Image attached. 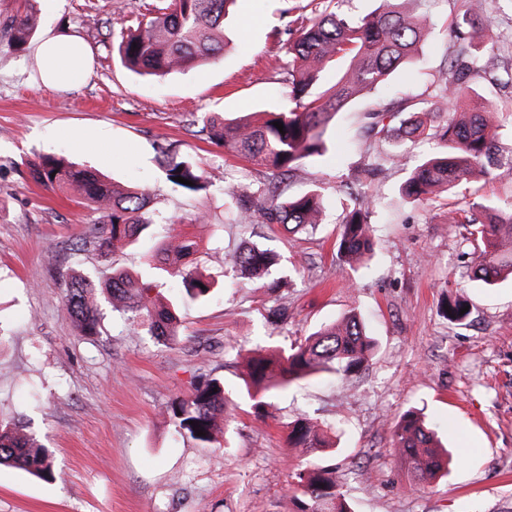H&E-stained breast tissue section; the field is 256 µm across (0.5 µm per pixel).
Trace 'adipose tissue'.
Returning a JSON list of instances; mask_svg holds the SVG:
<instances>
[{
  "instance_id": "ef3b65f1",
  "label": "adipose tissue",
  "mask_w": 512,
  "mask_h": 512,
  "mask_svg": "<svg viewBox=\"0 0 512 512\" xmlns=\"http://www.w3.org/2000/svg\"><path fill=\"white\" fill-rule=\"evenodd\" d=\"M41 79L58 89H74L85 80L89 68L86 47L76 36L63 33L46 34L36 48Z\"/></svg>"
}]
</instances>
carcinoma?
I'll return each mask as SVG.
<instances>
[{
    "instance_id": "1",
    "label": "carcinoma",
    "mask_w": 512,
    "mask_h": 512,
    "mask_svg": "<svg viewBox=\"0 0 512 512\" xmlns=\"http://www.w3.org/2000/svg\"><path fill=\"white\" fill-rule=\"evenodd\" d=\"M235 2L156 0L135 26L120 29L117 42L121 63L140 75L163 76L219 60L224 52V17ZM383 2L374 12L350 18L338 10L340 0H318L314 16L301 24L296 39L288 42V97L294 107L259 112L256 119L239 123H227L207 113L192 116V124L201 125V131L228 153L270 171L269 177L254 188L225 190L242 226L283 224L301 230L319 223L318 191L288 196L286 181L302 160L326 150L323 136L330 118L357 97L387 84L432 34L429 22L408 7L419 0ZM484 3L464 0L463 10L452 20L457 47L449 68L439 71L434 80L436 90L430 108L413 113L401 104L387 108L404 115L399 133L388 136L401 162H406V145L418 138L434 146L431 155L410 169L405 182V194L415 200L478 184L490 175L497 112L474 102L476 90L470 85L478 72L479 52L490 44L480 22ZM37 25L34 0H23V8L3 20L0 31L23 48L35 35ZM338 60L346 65L337 82L316 90L326 66ZM275 121L283 123V130L273 125ZM161 164L167 180L176 186L197 191L207 184L205 171L190 162H175L165 154ZM377 171V164L370 163L342 185L352 206L338 226L337 254L351 265L363 263L376 247L368 204ZM30 176L40 185L71 194L100 215L99 223L88 226L81 238L84 248H121L154 223L151 195L144 189H119L97 173L54 156H44L33 164ZM177 177L192 185L175 181ZM455 222L464 226L468 238L482 244L471 260L472 280L492 285L504 275L512 276V212L505 215L491 206L468 204L456 211ZM195 249L192 239L175 236L162 253L185 256ZM277 262L275 252L254 242L245 243L231 256L238 280L266 277ZM174 274L181 277L188 297L202 299L210 294L211 284L202 276L186 269H177ZM65 287L70 315L80 336L98 333L101 295L112 312L135 329L163 344L177 340L171 307L152 300V285L122 268H113L105 280L74 274L66 279ZM374 347L360 317L350 312L286 354L250 357L243 372V394L252 401L255 413L264 416L270 399L299 380L330 373L349 381L367 366ZM232 404L224 380L211 377L197 381L187 394L173 399L166 414L180 437L195 441L201 448L217 447L225 440V414ZM191 420L198 423L203 435H197ZM332 430L329 424L297 419L290 425L288 447L330 448ZM392 448L414 485L433 483L448 473L450 455L439 451L435 432L415 410H407L394 424ZM0 465L19 468L46 482L55 480L49 450L16 423H0ZM291 478L292 512H350L336 468L301 461L294 465Z\"/></svg>"
}]
</instances>
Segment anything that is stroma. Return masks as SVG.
<instances>
[{"label": "stroma", "mask_w": 512, "mask_h": 512, "mask_svg": "<svg viewBox=\"0 0 512 512\" xmlns=\"http://www.w3.org/2000/svg\"><path fill=\"white\" fill-rule=\"evenodd\" d=\"M146 2L40 0L38 35L66 28L90 51L89 77L75 90L39 84L34 44L20 50L0 35V421L44 438L57 471L45 482L1 466L0 512H289L291 467L303 459L337 467L352 512H512V279L471 280L474 246L454 222L456 208L479 196L512 210V174L495 171L486 185L436 202L407 199L408 168L432 146L409 145L400 165L385 140L399 121L382 113L401 99L424 110V90L450 60L461 0H427L432 39L384 91L334 116L324 155L304 159L289 180V195L321 192L317 228L256 226L255 242L279 254L277 274L287 280L288 320L276 327L264 318L260 281L233 284L225 261L244 237L224 189L255 182L264 170L227 157L191 118L212 112L238 121L287 105L285 47L310 17L309 0H237L221 59L161 78L127 70L116 50L115 33ZM475 89L498 111V157L506 159L512 86L482 80ZM373 109L379 121L368 118ZM102 133L109 151L90 149ZM165 153L201 166L209 187L189 192L168 182ZM42 155L149 190L153 224L120 250H80L98 215L31 180L29 167ZM373 161L381 165L369 205L378 247L369 269L357 271L336 256L337 226L350 205L340 185ZM201 214L208 223H198ZM179 235L197 243L183 267L206 275L213 290L203 300H177V345L132 333L106 305L99 335L75 336L65 274L99 278L123 267L153 276L152 298L168 302L178 282L154 256ZM460 293L470 313L453 323L442 304ZM352 310L377 342L352 383L320 374L274 398L264 417L240 398L227 410L220 448L174 435L165 408L199 377L223 378L237 394L248 351L289 349ZM410 408L422 410L462 458L430 486L410 485L392 449L391 427ZM302 414L333 426L334 454L289 447L287 425Z\"/></svg>", "instance_id": "35a3bbf8"}]
</instances>
